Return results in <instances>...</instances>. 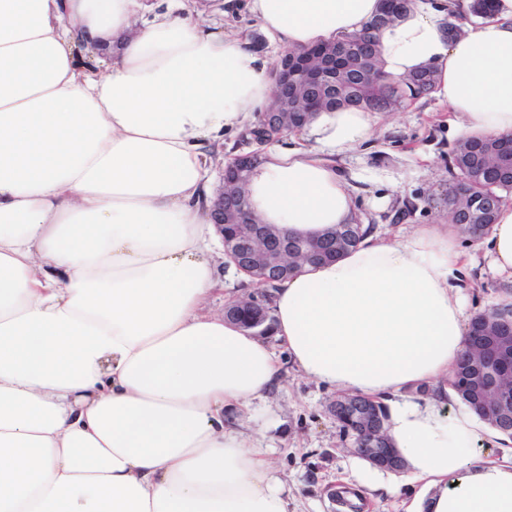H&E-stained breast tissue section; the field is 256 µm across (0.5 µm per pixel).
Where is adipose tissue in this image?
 <instances>
[{"instance_id": "ef3b65f1", "label": "adipose tissue", "mask_w": 512, "mask_h": 512, "mask_svg": "<svg viewBox=\"0 0 512 512\" xmlns=\"http://www.w3.org/2000/svg\"><path fill=\"white\" fill-rule=\"evenodd\" d=\"M473 0H415L379 33L384 72L433 69L457 137L512 135V0L452 38ZM278 50L363 31L380 0H246ZM0 0V512H288L228 413L282 385L270 346L204 312L218 277L207 147L272 102L274 56L201 24L195 0ZM376 117L314 113L262 148L259 221L314 237L361 224L391 171L347 164ZM476 247L512 284V199ZM470 253L453 224L367 231L272 295L271 332L318 383L382 402L405 512H512V445L444 379L467 345Z\"/></svg>"}]
</instances>
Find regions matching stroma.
Instances as JSON below:
<instances>
[{
	"instance_id": "35a3bbf8",
	"label": "stroma",
	"mask_w": 512,
	"mask_h": 512,
	"mask_svg": "<svg viewBox=\"0 0 512 512\" xmlns=\"http://www.w3.org/2000/svg\"><path fill=\"white\" fill-rule=\"evenodd\" d=\"M449 119L447 107L428 96L406 108L381 112L375 137L353 156V165L386 168L401 178L399 192L376 188V195H389V203L366 213L381 233L447 220L445 198L452 182L448 162L457 143ZM406 203L412 206L410 213L394 221ZM282 374V387L260 405L255 417L236 413L232 421L259 440L288 490L289 512H349L337 494L352 473L355 453L351 438L328 412L337 392L302 377L287 359Z\"/></svg>"
}]
</instances>
